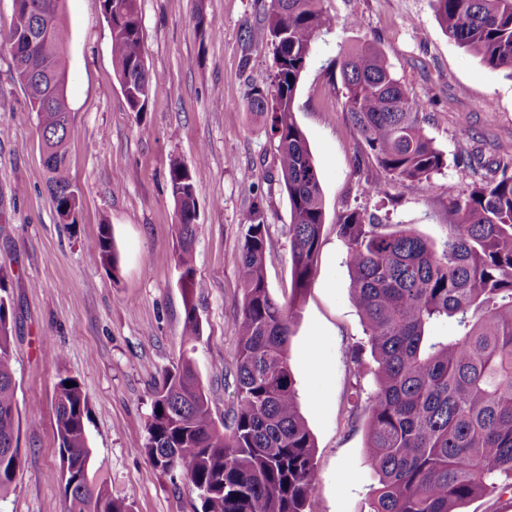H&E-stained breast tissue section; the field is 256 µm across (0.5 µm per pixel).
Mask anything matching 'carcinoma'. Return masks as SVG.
<instances>
[{"mask_svg": "<svg viewBox=\"0 0 512 512\" xmlns=\"http://www.w3.org/2000/svg\"><path fill=\"white\" fill-rule=\"evenodd\" d=\"M13 16L0 45L27 49L41 28L48 79L17 70L36 111L45 183L56 208L81 196L67 158L70 112L65 95L68 31L62 0H30ZM442 29L488 66L512 74V0H434ZM111 17L112 60L127 106L143 112L154 92L141 50L138 0H102ZM274 57L266 89L254 88L251 111L265 117L277 142L279 182L290 207L292 293L276 300L265 278L273 242L262 210L242 225V316L237 324L236 406L220 428L188 357L156 385L145 448L151 465L180 474L201 512H306L318 477L315 441L300 412L288 362L297 305L321 246L324 201L317 168L293 102L315 40L335 24L323 0H270L265 16ZM344 110L378 166L394 184L428 181L445 164L426 132V115L379 50L362 46L337 61ZM176 268L183 290L184 339H200L194 241L195 181L174 161ZM351 290L374 361V392L365 405L366 458L377 486L369 512H464L473 498L511 481L512 488V173L475 183L448 202V235L435 247L406 224H377L359 210L342 214ZM93 260L117 271L108 225ZM13 320L0 296V497L21 469ZM62 377L53 403L66 512H130L104 482L90 477L81 386Z\"/></svg>", "mask_w": 512, "mask_h": 512, "instance_id": "cac0c4a2", "label": "carcinoma"}]
</instances>
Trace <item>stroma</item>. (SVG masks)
<instances>
[{"instance_id": "35a3bbf8", "label": "stroma", "mask_w": 512, "mask_h": 512, "mask_svg": "<svg viewBox=\"0 0 512 512\" xmlns=\"http://www.w3.org/2000/svg\"><path fill=\"white\" fill-rule=\"evenodd\" d=\"M269 0H139L142 53L156 87L145 111H129L112 63L102 0H65L70 174L82 193L77 224L57 221L42 175L39 130L13 61L0 48V267L14 321L13 369L25 460L0 512H64L53 405L60 378H76L88 401L90 475L131 512H198L178 476L154 468L144 444L159 373L185 352L184 303L175 267L176 208L169 165L195 178L194 242L201 333L192 354L216 423L236 403V323L243 292L241 226L260 205L275 242L266 277L291 294L289 203L276 180L275 144L248 108L268 86L273 53ZM336 18L319 37L293 107L313 155L325 218L314 275L289 345L302 416L316 446L318 482L307 512H367L375 478L366 462L365 417L351 393L374 390L370 353L353 366L365 328L350 287L339 218L376 214L442 242L448 201L512 166V77L461 48L439 26L433 0H324ZM382 51L426 116L445 155L429 181L368 196L386 173L343 107L332 62L347 47ZM109 224L117 268L91 260ZM51 340L60 358L46 354Z\"/></svg>"}]
</instances>
